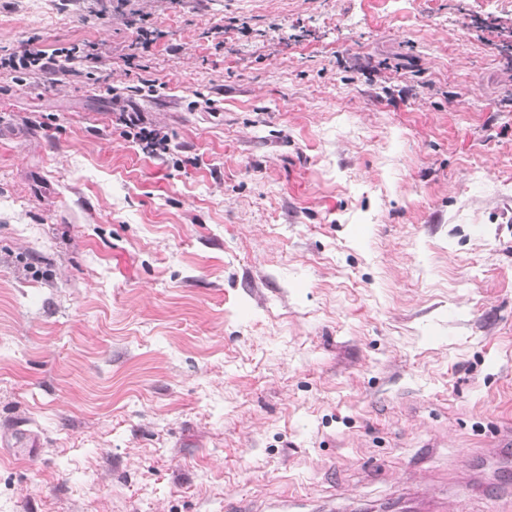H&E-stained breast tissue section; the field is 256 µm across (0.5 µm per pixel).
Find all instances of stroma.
Returning a JSON list of instances; mask_svg holds the SVG:
<instances>
[{
    "label": "stroma",
    "mask_w": 512,
    "mask_h": 512,
    "mask_svg": "<svg viewBox=\"0 0 512 512\" xmlns=\"http://www.w3.org/2000/svg\"><path fill=\"white\" fill-rule=\"evenodd\" d=\"M141 13L155 95L0 78V512H512V0H0V48ZM119 120L126 127L136 130L134 137L141 149L155 157H163L170 150V138L161 129L147 126L137 112H122Z\"/></svg>",
    "instance_id": "35a3bbf8"
}]
</instances>
